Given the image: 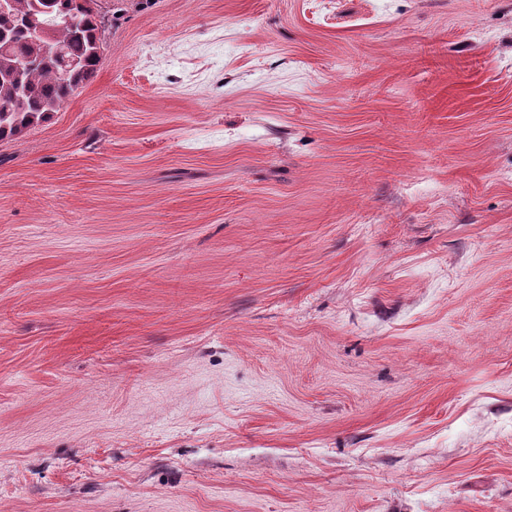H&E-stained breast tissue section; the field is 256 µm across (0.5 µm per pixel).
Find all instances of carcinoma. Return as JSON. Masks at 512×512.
Segmentation results:
<instances>
[{"label":"carcinoma","instance_id":"cac0c4a2","mask_svg":"<svg viewBox=\"0 0 512 512\" xmlns=\"http://www.w3.org/2000/svg\"><path fill=\"white\" fill-rule=\"evenodd\" d=\"M97 0H11L0 10V141L19 138L58 111L102 64L103 21ZM42 8L50 20L68 16L73 24L51 25L47 38L21 30L23 20Z\"/></svg>","mask_w":512,"mask_h":512}]
</instances>
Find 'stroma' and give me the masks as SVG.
Returning <instances> with one entry per match:
<instances>
[{
    "mask_svg": "<svg viewBox=\"0 0 512 512\" xmlns=\"http://www.w3.org/2000/svg\"><path fill=\"white\" fill-rule=\"evenodd\" d=\"M0 141V512H512V0H99Z\"/></svg>",
    "mask_w": 512,
    "mask_h": 512,
    "instance_id": "obj_1",
    "label": "stroma"
}]
</instances>
